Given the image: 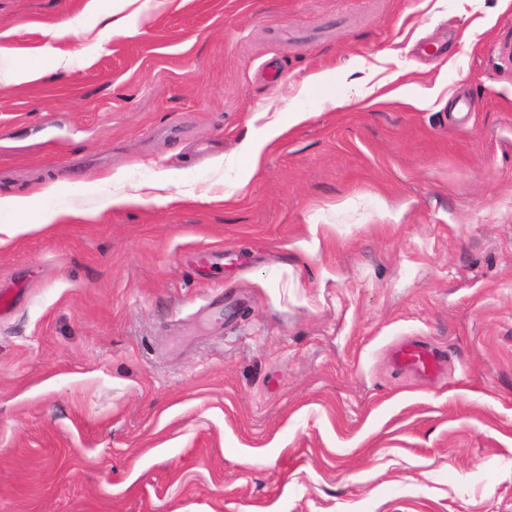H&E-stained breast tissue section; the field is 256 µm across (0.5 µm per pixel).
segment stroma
I'll return each instance as SVG.
<instances>
[{
  "instance_id": "obj_1",
  "label": "stroma",
  "mask_w": 512,
  "mask_h": 512,
  "mask_svg": "<svg viewBox=\"0 0 512 512\" xmlns=\"http://www.w3.org/2000/svg\"><path fill=\"white\" fill-rule=\"evenodd\" d=\"M60 47L0 88V195L98 216L0 246V512H512V6L146 0ZM116 171L199 199L107 207ZM411 337L440 374L391 365ZM112 11L102 16L104 22L112 17V21L106 22L94 38L96 51H105L110 36L126 33L131 25L139 18L142 7L137 5L139 0H114ZM47 74L41 69H33L24 65H14L6 70H0V87L30 83L43 78ZM290 112L288 116V124H282L276 120L269 122L264 128V134L258 137H251L242 144L241 152L244 155L249 174L256 172L263 163L266 153L271 146L282 137L290 128L306 121L309 117V110L300 106Z\"/></svg>"
}]
</instances>
